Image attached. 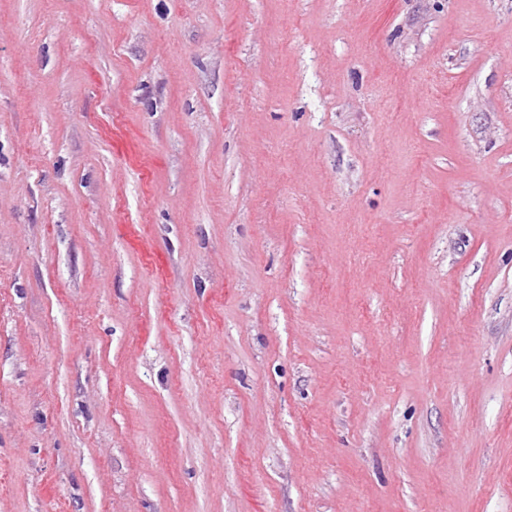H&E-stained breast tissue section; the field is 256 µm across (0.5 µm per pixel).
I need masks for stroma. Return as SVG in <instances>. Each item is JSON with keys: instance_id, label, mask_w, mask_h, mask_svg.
<instances>
[{"instance_id": "stroma-1", "label": "stroma", "mask_w": 512, "mask_h": 512, "mask_svg": "<svg viewBox=\"0 0 512 512\" xmlns=\"http://www.w3.org/2000/svg\"><path fill=\"white\" fill-rule=\"evenodd\" d=\"M0 512H512V0H0Z\"/></svg>"}]
</instances>
